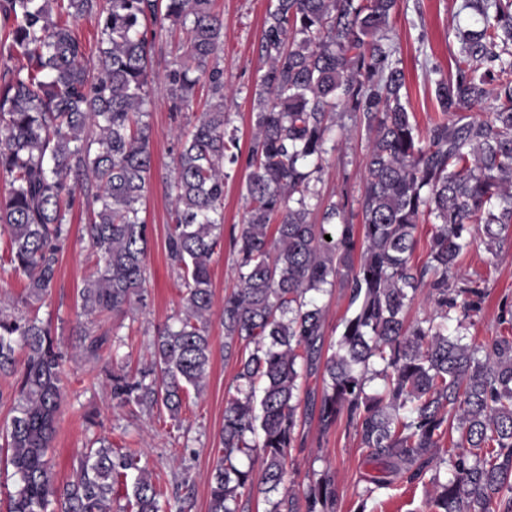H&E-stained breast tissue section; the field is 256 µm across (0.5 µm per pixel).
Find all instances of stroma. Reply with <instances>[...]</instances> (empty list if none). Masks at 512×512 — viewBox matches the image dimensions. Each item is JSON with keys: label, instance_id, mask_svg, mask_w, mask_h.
Listing matches in <instances>:
<instances>
[{"label": "stroma", "instance_id": "1", "mask_svg": "<svg viewBox=\"0 0 512 512\" xmlns=\"http://www.w3.org/2000/svg\"><path fill=\"white\" fill-rule=\"evenodd\" d=\"M463 0H398V9L390 32L398 48L408 95L404 104L415 118L419 132H426L436 115L437 103L430 69L442 74L455 70L457 44L449 40L453 21L470 22L471 15L461 8ZM274 0H216L215 9L224 21V109L237 127L241 152H248L252 133V101L263 73L259 40L264 18ZM185 34L182 30L164 31L155 43V79L150 86L151 104L148 122L151 128L153 166L142 216L150 227V245L146 258V304L125 315L100 323L110 343L98 361L72 358L78 343V331L86 318L77 302L78 292L94 272L96 255L81 237L88 221L82 203L70 213V237L59 262L58 275L49 294L40 302L26 304L20 279L0 270V308L16 314L35 315L48 323L69 357L65 373L69 401L56 422V436L50 451L58 480H68L74 471L75 457L85 443L96 437L108 438L114 449L137 450L141 463L152 473L162 475L168 491L190 496L192 512H208L210 478L220 453L219 431L224 422V404L237 371L235 359L224 356V331L213 323V355L206 387L200 397L189 398L182 410V428L160 420L156 412L140 407H119L102 384L104 364L114 362L136 371L149 358L152 340L159 328L180 314L181 282L165 250L167 226L172 209L169 183L174 167L173 134L189 128L207 109V94L198 91L182 111L171 109L166 70L178 52ZM367 138L362 127L350 118H342L336 131V148L329 152L318 189L325 197L348 195L351 209L365 184ZM248 169L238 161L224 183V235L232 237L244 222L245 185ZM459 278L476 280L488 295L480 312L467 323L466 338L481 343L499 335L502 307H512V240L496 249H488L483 236L462 254ZM332 465L339 495L337 512H355L365 504L366 512H422L429 486L410 484L391 477L388 486L374 489L368 502L360 496L370 486L378 470L368 464L353 430L338 424L329 434H321L316 421L303 422L299 440L288 460L286 485L298 489L312 471ZM371 487V486H370Z\"/></svg>", "mask_w": 512, "mask_h": 512}]
</instances>
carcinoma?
Instances as JSON below:
<instances>
[{"mask_svg": "<svg viewBox=\"0 0 512 512\" xmlns=\"http://www.w3.org/2000/svg\"><path fill=\"white\" fill-rule=\"evenodd\" d=\"M398 0H276L259 50L267 68L254 100L245 223L233 237L237 284L214 313L211 262L224 246V161H237L224 112V21L214 0H0V235L25 302L53 287L70 233L75 190L97 269L79 291L87 316L107 318L144 301L150 232L141 217L152 167L147 89L155 38L148 22L186 33L165 73L174 107L198 86L210 104L176 134L173 224L165 248L184 291L182 312L132 374L104 368L112 400L168 414L177 428L211 365L212 316L236 358L224 407L209 512H240L254 490L279 492L299 439L298 409L322 433L344 418L367 462L408 482L428 480L425 512H512V336L464 343L486 290L449 282L470 245V225L496 243L512 234V0H464L474 25L453 28L455 73L434 80L441 116L421 139L402 102L403 70L390 37ZM94 16V53L75 34ZM483 107L487 120L461 113ZM350 112L368 136L361 223L313 183ZM429 252L413 262L418 224ZM330 239H325V236ZM346 288L350 315L327 340L318 297ZM428 317L410 322L416 301ZM108 333L81 331L77 348L100 359ZM25 352L17 366L16 351ZM64 356L38 317L0 309V374L16 377L12 416L0 428L13 491L6 512H164L167 486L130 449L96 438L56 478L48 453L69 389ZM322 370L319 399H301ZM379 380L377 389L371 383ZM248 464L241 463V457ZM126 503L113 510L115 485ZM336 512L330 466L268 512Z\"/></svg>", "mask_w": 512, "mask_h": 512, "instance_id": "obj_1", "label": "carcinoma"}]
</instances>
